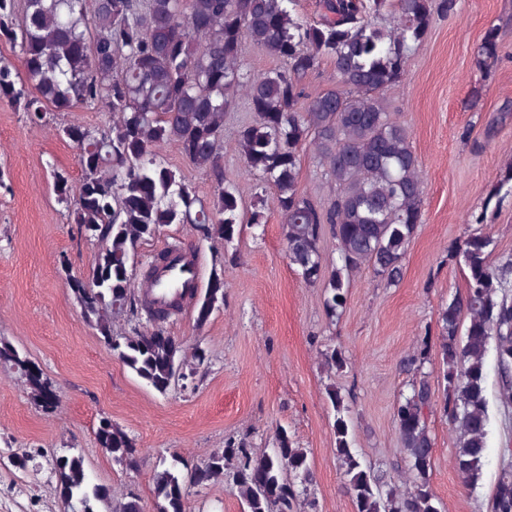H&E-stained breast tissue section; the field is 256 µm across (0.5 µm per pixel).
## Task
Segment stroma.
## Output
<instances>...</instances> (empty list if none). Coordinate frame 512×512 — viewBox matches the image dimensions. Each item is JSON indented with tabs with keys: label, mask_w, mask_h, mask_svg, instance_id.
<instances>
[{
	"label": "stroma",
	"mask_w": 512,
	"mask_h": 512,
	"mask_svg": "<svg viewBox=\"0 0 512 512\" xmlns=\"http://www.w3.org/2000/svg\"><path fill=\"white\" fill-rule=\"evenodd\" d=\"M491 27L498 30L499 57L485 73L474 53ZM383 98L387 112L411 132L423 181L422 220L406 248L401 280L389 286L371 270L353 273L345 308L329 318L323 288L304 283L290 266L283 220L268 209L265 224L239 228L233 245L241 260L223 268V306L201 328L190 304L166 324L185 354L200 346L209 360L187 389L165 395L112 355L67 285L68 277L89 272L98 246L80 238L68 207L58 200L52 172L63 173L75 187L81 167L76 148L56 127H101L109 121L107 112H59L46 126L0 101V338L37 364L59 395L54 410L37 409L20 374L0 366V445L57 455L79 449L95 482L118 499L138 495L145 512H154L159 454L173 449L196 464L230 441L259 454L272 448L280 426L309 453L316 512H354L336 458L334 410L326 395L333 383L350 395L355 450L395 476L405 453L394 411L412 380L400 362L428 343L424 370L440 386L439 310L466 289L449 247L478 228L494 238L498 252L512 253V191L499 186L512 170V0H456ZM253 118L238 104L224 128V171L248 204L254 181L242 173L234 139ZM173 244L192 252L198 286L207 288L215 268H222L224 247L200 239L193 225H170L140 244L139 264ZM335 346L347 365L332 375L324 355ZM485 366L488 428L477 484L465 485L454 468L456 425L439 406L428 417L434 440L429 482L442 512H488L499 472L512 460V404L499 394L494 352H487ZM105 417L134 439L142 459L137 470L113 466L99 448L96 433ZM0 512L70 510L47 467L21 471L0 458ZM185 512L242 507L228 487L193 486Z\"/></svg>",
	"instance_id": "obj_1"
}]
</instances>
